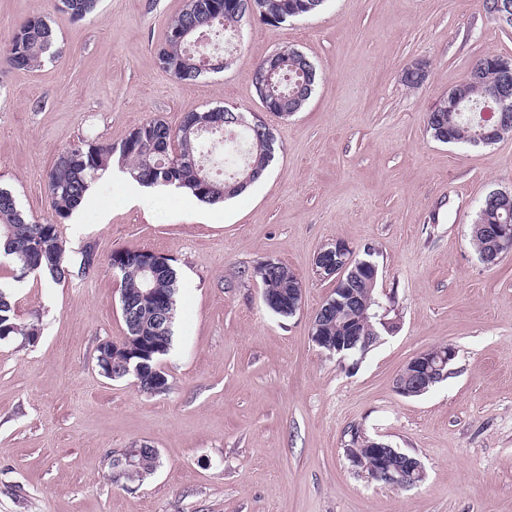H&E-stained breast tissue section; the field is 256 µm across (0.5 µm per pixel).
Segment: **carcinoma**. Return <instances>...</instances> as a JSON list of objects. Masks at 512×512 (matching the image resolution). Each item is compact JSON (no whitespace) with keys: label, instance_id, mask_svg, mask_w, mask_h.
I'll return each mask as SVG.
<instances>
[{"label":"carcinoma","instance_id":"cac0c4a2","mask_svg":"<svg viewBox=\"0 0 512 512\" xmlns=\"http://www.w3.org/2000/svg\"><path fill=\"white\" fill-rule=\"evenodd\" d=\"M99 0H57L58 11L81 20L93 14ZM212 0H189V3L171 20L164 42L157 52L159 65L183 81H195L202 76L192 62L197 53L191 42L201 33L208 37L218 35L224 46H236L238 28L244 20L235 8L224 7L223 12L211 8ZM326 0H273V7L284 19L314 15L325 6ZM55 32L43 17H29L12 32L3 55L8 65L20 61V68L31 69L53 54ZM283 66L272 77L270 97L272 112H299L310 99L318 75L313 63L304 60L305 54L297 48H280ZM504 56L489 54L480 58L474 68L480 71L475 81L461 83L460 100L455 111H448L447 101H441L427 114L426 130L429 135L448 126V134L455 143L474 144L481 123L488 120L490 105L485 102L487 88L500 78V65ZM203 111L188 112L178 129H171L167 123L156 117L147 119L134 128L120 145L102 144L79 140L61 151L46 175L47 193L51 218L39 222L30 219L17 204L13 192L0 187V255L11 261L19 274L31 264L40 247H46L39 273L61 281L71 275L66 259V247L58 231V224L68 219L86 199L90 186L112 159L127 170L129 175L146 187L159 185L174 186L190 193L198 201L214 205L240 195L252 184L259 181L275 158L276 142L269 141L265 132L247 125L223 124L204 134L196 132ZM222 143L234 149L228 154L229 166L218 172L202 165L204 148L210 144ZM178 158L176 164L168 166L166 159ZM217 184L236 182L238 188L226 196L202 188L204 180ZM478 224L512 225V209L507 210L483 200L477 214ZM128 262L117 271L120 278V302L133 304V319L124 320L129 336H158L154 332V318L158 310L139 304L147 288L167 295L171 299L167 313L176 310L178 293V271L170 265L163 270L146 276L141 271L139 249L127 248ZM298 284L296 274L284 263H279L266 272L261 280L262 294L274 296ZM360 297L356 307L336 306L331 315L322 320V335L341 336L348 325L364 323V313H371L382 300L376 291V284L370 275L361 272L351 283ZM35 326H24L17 322L14 301L9 289L0 286V334L33 336ZM162 341L172 343L173 330L161 334ZM162 354L152 353L142 357L148 364L147 370L138 379L139 388L146 394L156 390L158 374L153 372ZM344 453L347 460L373 458L369 440L361 438V429L349 433ZM142 464L133 475L124 478V483H142L157 470L159 461L148 450L141 451Z\"/></svg>","mask_w":512,"mask_h":512}]
</instances>
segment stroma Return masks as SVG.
<instances>
[{
    "instance_id": "35a3bbf8",
    "label": "stroma",
    "mask_w": 512,
    "mask_h": 512,
    "mask_svg": "<svg viewBox=\"0 0 512 512\" xmlns=\"http://www.w3.org/2000/svg\"><path fill=\"white\" fill-rule=\"evenodd\" d=\"M186 0H99L76 21L55 0H0V47L33 16L60 46L40 67L0 65V186L37 221L46 174L84 139L120 144L161 117L216 105L266 115L251 73L288 45L319 80L301 112L266 115L277 139L265 176L207 205L169 186L126 195L120 167L97 179L59 226L66 255L102 265L56 282L12 279L35 342H0V512H512V253L485 266L470 242L484 197L512 191V135L489 147L442 144L426 116L489 53L512 56V29L484 0H328L316 16L239 28L233 65L186 82L156 52ZM424 81L403 82L412 64ZM375 252L395 294L398 332L357 365L311 338L335 287L313 258L330 240ZM140 248L173 259L180 290L166 394L110 380L96 347L126 328L108 260ZM282 261L303 282L293 317L268 310L254 265ZM452 345L448 376L417 397L395 380L421 351ZM361 427L416 455L426 478L396 489L355 475L346 432ZM150 445L143 484H112L111 452Z\"/></svg>"
}]
</instances>
